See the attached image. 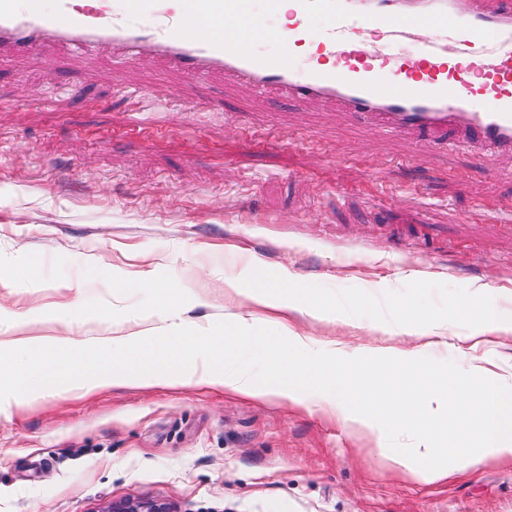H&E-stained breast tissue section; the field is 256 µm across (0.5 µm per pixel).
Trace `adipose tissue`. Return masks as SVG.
Wrapping results in <instances>:
<instances>
[{
    "mask_svg": "<svg viewBox=\"0 0 512 512\" xmlns=\"http://www.w3.org/2000/svg\"><path fill=\"white\" fill-rule=\"evenodd\" d=\"M118 288L149 294L135 321L159 318L149 332L87 344L70 337L24 341L15 358L0 360V413L24 399L111 387L192 384L260 400L303 405L384 435L409 428L416 437L419 477L428 483L466 470L476 454L512 462V383L492 376L481 358L446 375L420 349L348 351L295 331L299 313L354 322V308L315 296L295 275H271L249 263L247 275L224 282V294L247 303L223 327L189 323L193 300L183 289L118 279ZM391 328L423 339L447 336L449 322L415 306L401 308ZM307 353L305 362L296 356Z\"/></svg>",
    "mask_w": 512,
    "mask_h": 512,
    "instance_id": "obj_1",
    "label": "adipose tissue"
}]
</instances>
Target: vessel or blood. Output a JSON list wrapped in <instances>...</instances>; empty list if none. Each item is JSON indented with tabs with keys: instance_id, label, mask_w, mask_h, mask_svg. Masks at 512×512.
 Listing matches in <instances>:
<instances>
[{
	"instance_id": "vessel-or-blood-1",
	"label": "vessel or blood",
	"mask_w": 512,
	"mask_h": 512,
	"mask_svg": "<svg viewBox=\"0 0 512 512\" xmlns=\"http://www.w3.org/2000/svg\"><path fill=\"white\" fill-rule=\"evenodd\" d=\"M0 0V53L45 42L147 54L188 77L221 73L256 93L316 99L351 123L425 141L452 138L484 157L512 154V0ZM430 30L399 52L416 25ZM311 43L308 62L295 49Z\"/></svg>"
}]
</instances>
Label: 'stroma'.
Here are the masks:
<instances>
[{
	"label": "stroma",
	"mask_w": 512,
	"mask_h": 512,
	"mask_svg": "<svg viewBox=\"0 0 512 512\" xmlns=\"http://www.w3.org/2000/svg\"><path fill=\"white\" fill-rule=\"evenodd\" d=\"M330 300L351 324L293 317L354 351L413 348L381 329L403 306L448 318L423 352L445 374L471 357L512 374V336L473 346L483 284L512 311V156L422 143L296 108L159 57L61 47L0 57V357L22 340L125 336L143 297L113 275L197 297L190 319L223 326L224 280L250 260ZM379 284L371 292V284ZM82 308L70 322L12 323ZM160 498L174 512H512V463L475 459L428 484L400 473L368 432L285 403L194 386L59 394L0 414V512H102Z\"/></svg>",
	"instance_id": "stroma-1"
}]
</instances>
